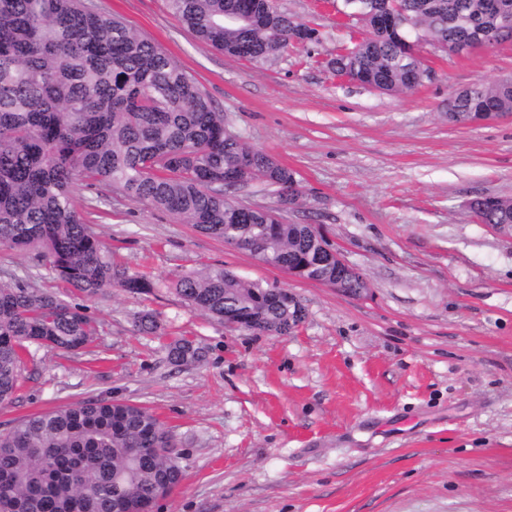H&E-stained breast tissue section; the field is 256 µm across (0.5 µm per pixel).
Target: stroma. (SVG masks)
Masks as SVG:
<instances>
[{
  "mask_svg": "<svg viewBox=\"0 0 512 512\" xmlns=\"http://www.w3.org/2000/svg\"><path fill=\"white\" fill-rule=\"evenodd\" d=\"M94 3L173 56L231 131L295 172L303 195L285 220L318 227L369 287L351 296L289 277L113 196L97 232L114 263L159 286L85 301L99 324L86 349H32L0 431L89 398L152 409L178 437L184 474L155 512H512V237L471 208L512 198V114L448 120L453 92L512 77V43L462 56L423 49V81L383 93L333 71L367 35L333 0H277L321 41L261 62L212 49L166 0ZM220 264L288 288L303 324L253 334L170 287ZM4 272L64 289L48 266L0 249ZM145 311L164 336L137 331ZM176 336L204 359L171 365L163 345Z\"/></svg>",
  "mask_w": 512,
  "mask_h": 512,
  "instance_id": "35a3bbf8",
  "label": "stroma"
}]
</instances>
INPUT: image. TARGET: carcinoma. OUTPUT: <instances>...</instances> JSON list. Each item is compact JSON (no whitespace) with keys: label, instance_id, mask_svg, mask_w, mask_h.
<instances>
[{"label":"carcinoma","instance_id":"obj_1","mask_svg":"<svg viewBox=\"0 0 512 512\" xmlns=\"http://www.w3.org/2000/svg\"><path fill=\"white\" fill-rule=\"evenodd\" d=\"M254 0H167L180 24L233 58L258 62L285 51L297 35L319 32ZM475 0H402L401 20L448 45L466 30L448 17ZM242 12L249 22L234 17ZM422 57L406 56L392 35L372 29L360 49L362 81L389 92L417 86ZM489 107L512 113V87L477 82L448 104L463 117ZM250 157L252 179L276 188L279 208L245 206L224 191L238 186L236 164ZM104 186L167 213L240 249H259L270 266L336 281L309 225L282 212L302 196L294 171L241 141L224 140V112L177 61L123 20L88 0H0V248L34 254L74 296L114 288L149 293L158 284L112 263V251L75 205L78 187ZM483 224H511L512 198L485 197ZM201 314L240 320L252 333L288 334V294L204 266L170 283ZM160 332L150 312L136 319ZM97 321L59 293L0 278V404L15 399L30 348L77 352L97 335ZM175 366L203 358L186 339L166 346ZM181 451L149 408L89 399L34 413L0 433V512H146L182 481Z\"/></svg>","mask_w":512,"mask_h":512}]
</instances>
